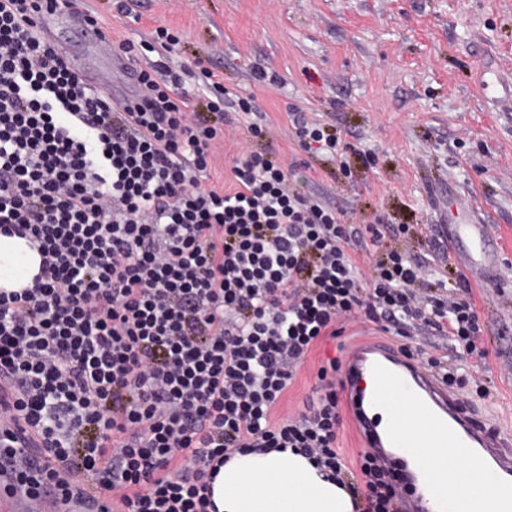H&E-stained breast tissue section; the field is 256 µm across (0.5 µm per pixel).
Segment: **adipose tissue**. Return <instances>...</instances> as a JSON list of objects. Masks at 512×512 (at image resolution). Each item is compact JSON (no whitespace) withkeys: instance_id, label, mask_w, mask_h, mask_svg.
Wrapping results in <instances>:
<instances>
[{"instance_id":"1","label":"adipose tissue","mask_w":512,"mask_h":512,"mask_svg":"<svg viewBox=\"0 0 512 512\" xmlns=\"http://www.w3.org/2000/svg\"><path fill=\"white\" fill-rule=\"evenodd\" d=\"M40 256L26 240L0 234V288H21L37 274ZM218 512H352L346 492L323 479L307 458L270 448L244 452L213 483Z\"/></svg>"}]
</instances>
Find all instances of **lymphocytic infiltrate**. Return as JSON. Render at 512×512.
<instances>
[{"label": "lymphocytic infiltrate", "mask_w": 512, "mask_h": 512, "mask_svg": "<svg viewBox=\"0 0 512 512\" xmlns=\"http://www.w3.org/2000/svg\"><path fill=\"white\" fill-rule=\"evenodd\" d=\"M76 0H0V232L40 255L31 285L0 289V447L31 494L85 493L118 512H215L211 482L239 451L292 449L361 502L403 512L372 454L348 466L332 373L298 416L276 417L298 368L341 324L449 337L487 358L472 291L452 298L427 256L396 247L410 224L358 227L305 192L294 163L243 149L233 186L209 187L225 126L266 135L251 98L165 58L133 100L83 83L40 31ZM309 155L340 141L301 113Z\"/></svg>", "instance_id": "1"}]
</instances>
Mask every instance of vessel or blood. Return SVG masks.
I'll use <instances>...</instances> for the list:
<instances>
[{"label": "vessel or blood", "mask_w": 512, "mask_h": 512, "mask_svg": "<svg viewBox=\"0 0 512 512\" xmlns=\"http://www.w3.org/2000/svg\"><path fill=\"white\" fill-rule=\"evenodd\" d=\"M86 49L67 52L72 67L89 84H97L103 65L96 57L100 37L84 32ZM469 239L449 230L450 248L470 243L488 257L497 248L487 227L475 224ZM345 395L357 427L372 453L387 465L397 466L412 491L414 502L427 512H453L459 479L427 468L424 451L440 448L464 458L492 495L488 512H512V434L492 431L468 415L459 398L437 377L422 371L413 361L385 341L362 345L348 358L343 371ZM413 404L425 414L421 428L404 431L395 421L402 404ZM93 502L77 497L61 500L47 494L32 496L12 486L0 468V512H92Z\"/></svg>", "instance_id": "b4317fda"}]
</instances>
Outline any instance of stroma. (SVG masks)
I'll return each instance as SVG.
<instances>
[{"label":"stroma","instance_id":"obj_1","mask_svg":"<svg viewBox=\"0 0 512 512\" xmlns=\"http://www.w3.org/2000/svg\"><path fill=\"white\" fill-rule=\"evenodd\" d=\"M113 42L157 27L184 41L174 64L202 61L224 85L250 94L271 120L267 140L299 162L309 191L349 224L383 214L395 224H484L498 240L495 280L463 254L493 352L464 356L459 395L492 426L512 428V110L483 96L490 74L512 77V0H79ZM336 131L335 158L308 157L291 115ZM374 324H346L301 367L279 412L297 414L323 361L345 359Z\"/></svg>","mask_w":512,"mask_h":512}]
</instances>
